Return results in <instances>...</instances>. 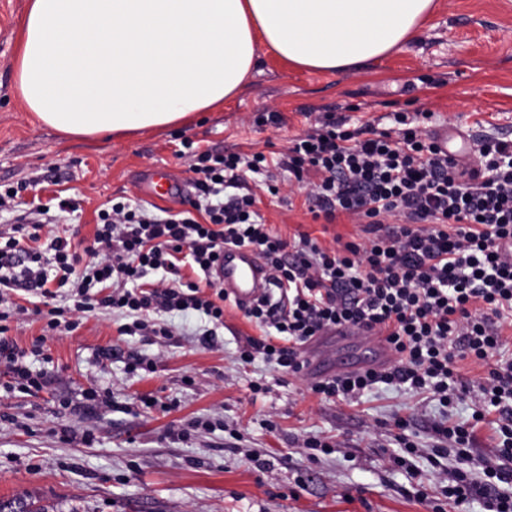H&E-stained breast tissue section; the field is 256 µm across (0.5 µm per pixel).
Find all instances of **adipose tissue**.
<instances>
[{"instance_id":"adipose-tissue-1","label":"adipose tissue","mask_w":512,"mask_h":512,"mask_svg":"<svg viewBox=\"0 0 512 512\" xmlns=\"http://www.w3.org/2000/svg\"><path fill=\"white\" fill-rule=\"evenodd\" d=\"M435 0H27L14 60L28 111L66 136L161 130L223 107L257 46L333 71L390 54Z\"/></svg>"}]
</instances>
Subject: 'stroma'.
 Here are the masks:
<instances>
[{
  "mask_svg": "<svg viewBox=\"0 0 512 512\" xmlns=\"http://www.w3.org/2000/svg\"><path fill=\"white\" fill-rule=\"evenodd\" d=\"M27 0H0V186L29 183L24 201L77 200L65 219L91 235L95 209L126 196L144 205L141 176L167 167L190 174L175 153L183 137L196 147L277 156L309 126V116L335 112L389 127L390 113L434 112L436 123L473 134L512 133V0H437L417 37L391 54L342 71L292 67L266 48L246 86L223 107L189 126L131 136L79 138L46 126L19 100L13 60ZM280 125L255 127L260 112ZM259 208L284 237L306 232L321 243L363 237L339 218L313 221L304 198L281 188ZM165 344L140 333L119 335L117 316L89 314L63 336L42 337L41 321L11 320L18 347L41 344L33 358L48 385L35 394L5 390L0 373V500L34 512H431L414 489L436 494L453 454L434 456L432 426L442 415L470 420L474 407L416 401L378 385L352 402L312 393L315 376H293L238 350L256 335L233 303L224 305L217 346L202 348L208 329L198 316L168 314ZM111 357L99 360L100 349ZM112 394L111 409L86 400ZM157 404L147 408L140 398ZM410 421L421 450L412 470L395 465L397 418ZM309 436L337 443L335 453L309 457Z\"/></svg>",
  "mask_w": 512,
  "mask_h": 512,
  "instance_id": "stroma-1",
  "label": "stroma"
}]
</instances>
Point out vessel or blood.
I'll list each match as a JSON object with an SVG mask.
<instances>
[{"label":"vessel or blood","instance_id":"b4317fda","mask_svg":"<svg viewBox=\"0 0 512 512\" xmlns=\"http://www.w3.org/2000/svg\"><path fill=\"white\" fill-rule=\"evenodd\" d=\"M432 139L450 160L465 161L469 158L470 144L460 129L443 125L432 132ZM150 192L168 199L182 198L185 184L163 167L154 168L150 175ZM223 282L225 293L243 307L250 306L267 296L272 283V273L255 253L245 248H225L215 271Z\"/></svg>","mask_w":512,"mask_h":512}]
</instances>
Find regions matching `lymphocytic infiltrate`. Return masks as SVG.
Returning <instances> with one entry per match:
<instances>
[{"instance_id":"1","label":"lymphocytic infiltrate","mask_w":512,"mask_h":512,"mask_svg":"<svg viewBox=\"0 0 512 512\" xmlns=\"http://www.w3.org/2000/svg\"><path fill=\"white\" fill-rule=\"evenodd\" d=\"M432 118L396 112L391 127H354L326 112L273 163L261 152L200 151L183 139L178 156L192 174L191 210L158 215L118 200L98 209L86 245L45 230L48 206L29 207L0 226V366L21 389H43V375L32 373L8 336L11 292L49 301L48 309H32L46 336L76 331L88 313L117 310L134 316L136 330L166 338L160 316L174 310L223 323L228 296L210 270L225 247H245L272 270L278 295L245 308L263 334L246 337L242 362L260 359L296 375L307 367L306 344L326 330L385 337L396 356L391 365L322 379L313 393L351 401L385 384L430 392L445 407L472 399L471 420L434 426L440 443L455 448L456 465L433 512H466L477 499L485 512H512V359L499 356L512 316V265L498 253L500 240L512 238V137L477 139V168L468 171L436 149ZM283 171L304 191L313 220L345 216L365 225L366 237L336 249L306 232L289 240L271 233L252 188L278 195ZM185 265L204 283L184 280ZM158 270L165 279L143 288ZM204 286L212 297L201 296ZM464 360L484 368L477 385L460 376ZM491 420L496 460L477 475L474 443Z\"/></svg>"}]
</instances>
